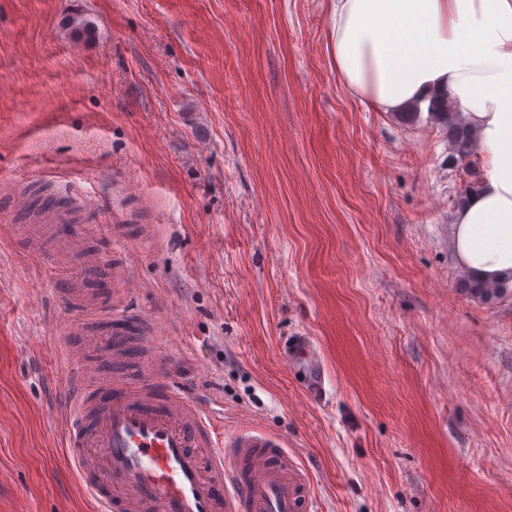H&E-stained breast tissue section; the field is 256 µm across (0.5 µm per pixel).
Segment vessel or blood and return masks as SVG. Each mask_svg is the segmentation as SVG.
<instances>
[{"mask_svg":"<svg viewBox=\"0 0 512 512\" xmlns=\"http://www.w3.org/2000/svg\"><path fill=\"white\" fill-rule=\"evenodd\" d=\"M36 248L59 239L80 268L60 280L77 315L64 350L72 364L64 386L62 431L69 463L92 494L95 512H319L305 468L282 440L243 427L224 435L214 412L184 396L145 346L159 333L139 312H114L112 284L125 294L141 283L131 267L108 270L86 235L73 228L69 208L45 206L33 218ZM99 346L110 362L96 383L87 381V349ZM305 387L322 395L323 370L306 336L281 340Z\"/></svg>","mask_w":512,"mask_h":512,"instance_id":"b4317fda","label":"vessel or blood"}]
</instances>
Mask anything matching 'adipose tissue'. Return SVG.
Returning a JSON list of instances; mask_svg holds the SVG:
<instances>
[{
  "label": "adipose tissue",
  "instance_id": "ef3b65f1",
  "mask_svg": "<svg viewBox=\"0 0 512 512\" xmlns=\"http://www.w3.org/2000/svg\"><path fill=\"white\" fill-rule=\"evenodd\" d=\"M328 14L351 96L398 114L452 93L486 157L453 216L455 258L489 282L512 272V0H329Z\"/></svg>",
  "mask_w": 512,
  "mask_h": 512
}]
</instances>
